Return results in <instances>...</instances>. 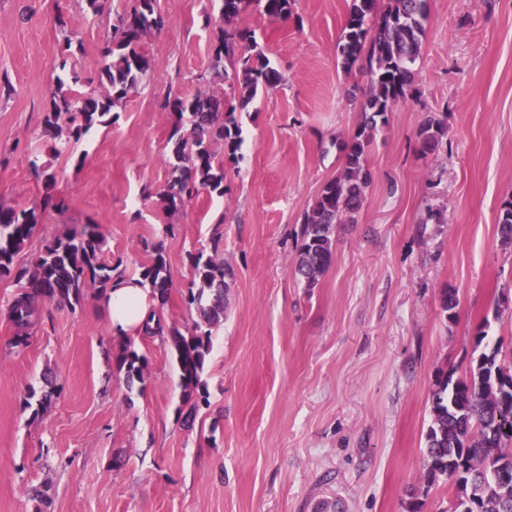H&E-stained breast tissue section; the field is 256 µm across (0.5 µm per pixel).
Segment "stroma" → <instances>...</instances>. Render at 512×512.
<instances>
[{"label":"stroma","instance_id":"35a3bbf8","mask_svg":"<svg viewBox=\"0 0 512 512\" xmlns=\"http://www.w3.org/2000/svg\"><path fill=\"white\" fill-rule=\"evenodd\" d=\"M411 97L389 115L367 157L373 176L353 222L337 225L316 287L294 273L301 227L343 165L367 84L337 54L351 0H295L288 20H242L283 73L239 113L242 145L223 194L164 210L174 94L229 91L212 71L222 24L215 0H158L163 27L145 39L147 80L112 122L80 141L42 131L70 46L72 93L99 91L100 46L132 0H0V207L38 208L15 258L29 267L57 237L101 225V257L140 276L155 253L172 287L168 324L192 327L190 257L218 254L231 274L213 328L193 427L177 415L170 348L133 336L149 360L144 390L113 364L121 341L94 306L48 302L27 348L12 346L0 279V512H444L446 483L423 486L430 393L438 368L465 372L486 330L512 350V248L498 216L512 200V0H428ZM448 134L419 151L428 116ZM458 299L448 320L444 292ZM52 392L38 419L23 409Z\"/></svg>","mask_w":512,"mask_h":512}]
</instances>
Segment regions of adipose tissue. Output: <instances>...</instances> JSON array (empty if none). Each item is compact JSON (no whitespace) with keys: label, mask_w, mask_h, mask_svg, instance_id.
I'll return each instance as SVG.
<instances>
[{"label":"adipose tissue","mask_w":512,"mask_h":512,"mask_svg":"<svg viewBox=\"0 0 512 512\" xmlns=\"http://www.w3.org/2000/svg\"><path fill=\"white\" fill-rule=\"evenodd\" d=\"M99 307L105 314L114 336L143 333L144 324L153 313L156 302L150 288L138 277H122L113 281L101 295Z\"/></svg>","instance_id":"ef3b65f1"}]
</instances>
